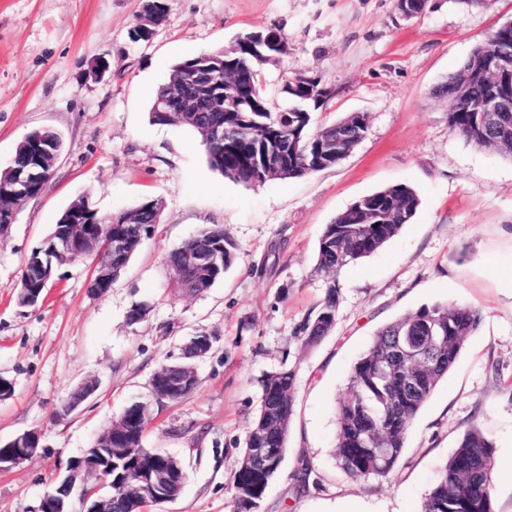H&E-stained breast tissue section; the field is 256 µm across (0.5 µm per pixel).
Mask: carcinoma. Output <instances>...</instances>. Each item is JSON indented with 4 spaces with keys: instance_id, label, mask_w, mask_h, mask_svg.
Segmentation results:
<instances>
[{
    "instance_id": "carcinoma-1",
    "label": "carcinoma",
    "mask_w": 512,
    "mask_h": 512,
    "mask_svg": "<svg viewBox=\"0 0 512 512\" xmlns=\"http://www.w3.org/2000/svg\"><path fill=\"white\" fill-rule=\"evenodd\" d=\"M141 13L152 17L160 26L167 15L165 0H143ZM224 61L234 63L246 74L236 88H224L221 76H213L211 92L224 97L222 112H188L180 122L189 126L202 145L210 166L224 177L246 185L264 184L269 180L294 179L339 163L342 154L360 143L367 129V116L352 112L337 123L311 132L312 113L296 112L300 105L288 99V119L282 112H272L261 84L262 64L247 55L233 42L224 48ZM252 101L256 112H240L239 105ZM224 126V140H206V129ZM448 125L467 141L500 153L512 152V123L502 126L490 115L466 112L461 107L448 111ZM29 146L19 143L11 165L0 172L1 178L27 165ZM420 205L414 189L400 184L366 195L353 202L328 225L321 235L314 272L325 281L320 302L298 323L293 337L304 347L319 344L336 323L339 303L337 277L351 263L367 258L395 237L402 226L410 223ZM71 207L90 213L91 223L84 232L86 247L69 254V260L97 257L109 236L121 237L124 253L112 256V280H117L141 244L155 233L154 213L162 201L152 200L153 212L131 210L107 220L90 208L81 197ZM51 242H44L31 252L22 274L18 298L30 294L44 296L58 256L46 259ZM211 249L224 256L213 267L197 264V254ZM237 245L218 226L206 228L172 248L167 262L177 286L192 294L212 288L231 266ZM482 321L481 311L453 302L434 304L399 318L380 328L372 344L353 365L345 394L336 409V459L340 468L352 478L385 477L400 462L405 448L409 423L433 394L438 383L459 359L469 336ZM419 328L433 331L441 362L429 367L418 362H394L389 354L393 337ZM403 370L417 375L420 387L411 392L398 388ZM295 370L281 369L265 375L256 416L246 434L234 469L230 490L233 512H251L261 503L270 481L278 474L287 448L294 413ZM140 404L124 410L127 431L112 440V479L125 486L116 494L112 512H142L145 501L137 491L142 471L155 463H173L174 458L151 451L142 444L146 424L138 418ZM274 440L273 458L260 463L251 454L253 448L268 447ZM493 443L480 429H469L460 439L426 495L421 512H496L491 492L494 467ZM296 492L318 484L310 461L301 457L293 473Z\"/></svg>"
}]
</instances>
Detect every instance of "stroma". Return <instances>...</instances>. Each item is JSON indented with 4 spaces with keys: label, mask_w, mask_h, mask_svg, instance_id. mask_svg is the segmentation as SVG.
Masks as SVG:
<instances>
[{
    "label": "stroma",
    "mask_w": 512,
    "mask_h": 512,
    "mask_svg": "<svg viewBox=\"0 0 512 512\" xmlns=\"http://www.w3.org/2000/svg\"><path fill=\"white\" fill-rule=\"evenodd\" d=\"M165 22L132 44L142 0H0V171L18 143L44 128L64 149L42 193L0 235V444L35 431L41 446L0 470V512H35L40 499L112 420L135 402L152 419L143 445L182 464L179 496L154 512H232L230 483L266 373L293 368L294 414L279 474L259 512H419L463 434L494 443L496 512H512V159L467 142L434 95L478 44L512 20V0H429L404 18L397 0H166ZM277 29L288 51L266 66L271 110L284 79L320 80L331 93L313 127L351 112L366 133L339 164L247 186L213 170L195 133L155 124L150 89L173 64ZM109 68L93 74L96 58ZM406 184L420 207L372 256L344 268L333 331L301 347L292 330L323 297L313 271L326 224L359 198ZM104 217L161 199L146 240L105 294L90 295V260L59 265L43 303L17 293L25 261L76 198ZM220 226L238 245L223 278L188 295L172 283L167 253ZM482 312L456 365L409 425L403 457L382 478L354 479L334 456L335 408L350 370L386 323L439 302ZM138 303L146 317L129 323ZM211 336L193 360L198 385L155 404L151 380L193 336ZM93 394L58 409L79 384ZM307 457L319 484L293 490Z\"/></svg>",
    "instance_id": "35a3bbf8"
}]
</instances>
